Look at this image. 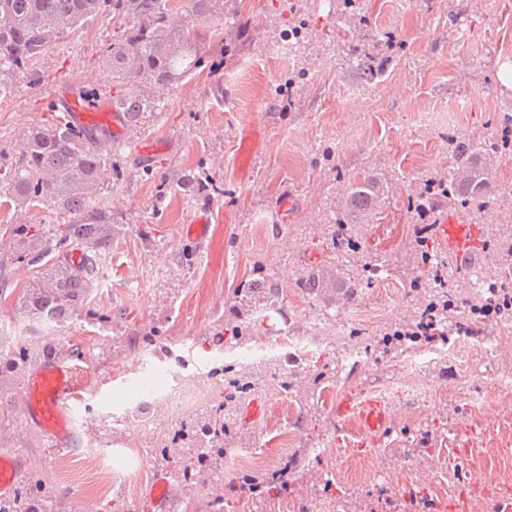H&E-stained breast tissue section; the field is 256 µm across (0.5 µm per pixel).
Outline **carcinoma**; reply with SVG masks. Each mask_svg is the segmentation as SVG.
<instances>
[{
    "label": "carcinoma",
    "instance_id": "cac0c4a2",
    "mask_svg": "<svg viewBox=\"0 0 512 512\" xmlns=\"http://www.w3.org/2000/svg\"><path fill=\"white\" fill-rule=\"evenodd\" d=\"M112 12L133 18L132 26L109 46L107 68L112 81L126 86L124 93L112 98V107L124 114L135 127L151 117L155 103L142 88L149 84H173L191 75L200 65L196 33L176 24L175 6L170 0H0V97L11 93L13 80L28 73L64 34L98 15L106 3ZM199 17L225 14L232 22L224 24V53L232 51L231 31L241 32L238 0H191ZM357 69L362 78L373 82L381 74L375 58L362 56ZM451 166L448 173L431 176L411 198V207L421 216L451 208L463 214L482 210L496 198L512 197V183L502 184L492 175V153L498 144L482 135L448 138ZM117 176L112 150H101L98 138L77 132L64 117L49 124L23 130L14 168L0 179V197L45 208L55 215L56 224H7L0 229L12 241L14 251L0 257V299L11 283L13 266L24 264L33 270L17 298V305L29 320L42 326L61 327L79 316L89 304L92 285L99 265L112 250V241L120 233L112 221V210L100 196L106 177ZM176 186L194 196L199 189L221 190V185L206 172L188 173L176 179ZM386 178L369 175L350 185L334 223L325 227L332 245L329 259L336 264V294L350 304L372 278L368 268L378 259H366L359 239L361 223L379 214L385 203ZM414 259L424 277L409 282L410 294L418 297L416 311L405 324L377 331L367 350L381 357L418 350L435 338L452 336L475 338L488 335L499 324L512 323V226L499 236L483 237L475 248L470 264L460 262L453 253H441L432 245L434 225H413ZM79 250L82 262L72 264L70 255ZM477 276L492 288L476 287L462 302L456 297V283ZM299 287L316 299L326 288L323 269L305 268L299 274ZM238 314L224 324V335L236 345L262 339L270 330L261 327L266 313L274 311L282 322L289 321L282 290L273 275L266 274L237 290ZM29 355L18 345L0 351V411L7 387L23 374ZM313 372L307 398L319 399V392L336 382V369L326 365L313 367L302 360L280 379L285 393H293L298 377ZM210 376L224 381V400L188 416L179 440L162 448V456L174 464L182 477L205 485L223 464L227 452L230 421L254 395L257 383L252 377L240 378L232 367L221 365ZM205 442L208 461L204 465L181 463V444L186 453L195 451L198 441ZM305 475V468L289 459L277 468L256 472L241 484L256 498L273 492L288 493ZM0 512H67L65 503L53 508L46 500L39 476H29L14 495L0 500Z\"/></svg>",
    "mask_w": 512,
    "mask_h": 512
}]
</instances>
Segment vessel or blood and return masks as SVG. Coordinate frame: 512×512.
<instances>
[{"mask_svg": "<svg viewBox=\"0 0 512 512\" xmlns=\"http://www.w3.org/2000/svg\"><path fill=\"white\" fill-rule=\"evenodd\" d=\"M52 98L60 103L72 127L78 130L106 131L111 141L123 140L127 133L123 113L113 111L104 97L92 98L84 85L63 82ZM441 241L448 249L464 254L471 230L451 211L437 218ZM76 394L74 369L66 360L45 357L39 368L28 374L19 403L30 426L43 431L60 448L74 446L76 438L70 426V402ZM339 431L353 430L369 436L386 430L391 421L389 406L381 397H345L334 410ZM26 467L25 460L0 455V496L11 493Z\"/></svg>", "mask_w": 512, "mask_h": 512, "instance_id": "vessel-or-blood-1", "label": "vessel or blood"}]
</instances>
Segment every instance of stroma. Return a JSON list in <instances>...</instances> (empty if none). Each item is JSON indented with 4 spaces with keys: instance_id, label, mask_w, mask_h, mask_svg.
I'll return each mask as SVG.
<instances>
[{
    "instance_id": "obj_1",
    "label": "stroma",
    "mask_w": 512,
    "mask_h": 512,
    "mask_svg": "<svg viewBox=\"0 0 512 512\" xmlns=\"http://www.w3.org/2000/svg\"><path fill=\"white\" fill-rule=\"evenodd\" d=\"M359 3L374 27L393 34L369 46L384 62L371 83L360 77L350 51L358 25L345 23L337 0H243L249 32L236 39L230 59L217 36L223 15L198 20L189 0H174L180 20L196 23L206 64L179 83L151 87L161 110L130 130L129 143L114 156L123 180L105 199L121 232L91 302L111 326L79 316L50 332L29 322L13 301L0 303V350L23 344L33 370L51 346L75 369L79 397L70 415L81 440L77 455L55 451L46 434L27 425L21 408L0 420V454L29 461L51 500H65L72 512H214L219 500L224 512H299L303 505L312 512H365L375 491L367 460L376 456L387 481L409 476L411 486L440 504L475 479L512 480V392L491 388L493 374L512 366V342L489 359L481 340L468 336L461 337L457 357L430 365L415 389L392 401L389 430L364 442L361 454L359 438L338 437L332 410L344 395L369 396L398 378V357L339 368L315 414L300 413L277 377L263 370L258 398L267 412L248 428L233 424L224 466L238 476L261 472L326 442L325 453L287 495L235 499L224 479L208 486L184 480L156 453L160 430L172 428L159 402L174 383L172 371L204 374L218 362L224 321L237 289L255 279V264L283 283L329 254L331 242L316 227L333 223L350 184L371 172L388 180L386 203L362 238L369 253L390 260L394 273L345 306L335 304L330 291L314 300L286 291L291 329L317 340L312 357L322 364L337 365L349 327L371 333L409 316L406 284L417 271L406 251L418 221L409 200L427 176L448 169L449 137L482 134L499 143L492 172L512 182V129L504 124L512 116V77L498 66L512 58V0H460L453 10L448 0H414L404 12L394 11L391 0ZM298 15L310 32L290 65L274 47ZM128 24L126 17L101 13L53 45L31 77L15 79L12 94L0 97V176L14 164L21 132L53 119L50 93L59 80L96 83L108 99L117 94L104 63ZM461 98L469 110L452 111ZM419 111L445 118L421 129L414 123ZM250 124L261 127L263 143L242 173L233 145L239 128ZM142 139L168 148L142 157L132 147ZM200 166L219 178L224 194L191 204L174 179ZM201 210L209 213L211 230L198 243L181 228ZM153 327L162 328L168 342L149 355L135 342ZM479 395L490 397L504 421L490 424L471 408ZM426 433L436 451L417 448ZM476 435L483 447L469 448ZM100 448L125 461L124 478L108 479L95 455ZM161 477L174 493L154 503L150 490ZM328 479L333 488L326 492Z\"/></svg>"
}]
</instances>
